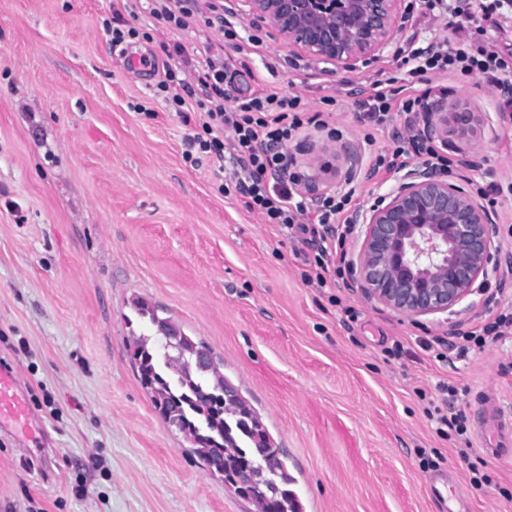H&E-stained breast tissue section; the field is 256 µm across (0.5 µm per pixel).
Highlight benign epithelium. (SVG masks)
Segmentation results:
<instances>
[{
	"mask_svg": "<svg viewBox=\"0 0 512 512\" xmlns=\"http://www.w3.org/2000/svg\"><path fill=\"white\" fill-rule=\"evenodd\" d=\"M247 7L270 35L326 64L335 74L388 47L399 29L401 0H231ZM483 116L459 97L430 110L423 131L451 147L470 164ZM307 192L315 195L329 162L316 161ZM354 280L370 299L400 313L421 317L463 304L475 285L487 282L499 255L491 213L457 184L421 167L405 173L393 193L363 210ZM267 465L266 450L242 464L235 479L250 484L254 469Z\"/></svg>",
	"mask_w": 512,
	"mask_h": 512,
	"instance_id": "obj_1",
	"label": "benign epithelium"
}]
</instances>
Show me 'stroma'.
<instances>
[{"instance_id": "1", "label": "stroma", "mask_w": 512, "mask_h": 512, "mask_svg": "<svg viewBox=\"0 0 512 512\" xmlns=\"http://www.w3.org/2000/svg\"><path fill=\"white\" fill-rule=\"evenodd\" d=\"M112 3L0 0V362L20 374L45 431L39 448L0 431V512H258L205 470L141 387L133 339L151 330L132 320L137 299L221 359L287 455L302 512H512V462L483 450L477 400L494 394L512 416V334L454 366L440 360L449 333L512 313V196L494 212L498 278L455 312H395L351 287L349 272L333 289L307 283L312 246L220 192L229 161L184 160L190 128L155 97L156 73L130 69L103 30ZM131 6L150 34L131 46L141 57L223 46L225 104L260 88L303 96L357 157L325 192L353 186L364 208L398 183L374 165L403 123L363 145L358 93L405 72L409 43L452 30L451 16L425 18L402 0L391 46L330 75L253 16L233 20L257 43L235 46L201 23L166 27L152 0ZM415 88L433 103L469 98L483 114L467 190L512 182L499 91L445 75ZM397 342L398 359L387 353ZM443 380L464 392L467 437L438 434L425 413ZM467 446L491 478L479 489L460 460Z\"/></svg>"}]
</instances>
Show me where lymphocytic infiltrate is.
<instances>
[{"label": "lymphocytic infiltrate", "instance_id": "1", "mask_svg": "<svg viewBox=\"0 0 512 512\" xmlns=\"http://www.w3.org/2000/svg\"><path fill=\"white\" fill-rule=\"evenodd\" d=\"M423 15L445 12L453 16V34L446 39L411 49L409 78L430 81L432 75L460 73L481 76L503 93L500 110L512 111V58L493 50L492 30L498 29V16L512 12V0H421ZM154 18L176 29L205 21L218 25L225 39L237 37L234 24L225 19L215 4L201 0H155ZM194 83H187L181 66L163 62L155 93L179 117L194 113L201 130L184 139L183 157L195 155L229 157L231 181L249 212L262 216L265 223L279 225L287 236L314 244L313 278L318 287L329 285L330 277H343V268H329L326 259L344 249L355 230L349 216L354 203L352 190L344 189L309 201L303 195L302 174L295 171L294 159L282 147L300 137L306 127L326 131L328 138L340 137L317 117L307 116L298 95L254 92L238 98L233 107L224 105V81L229 64L223 53L205 52L196 65ZM360 112L373 128L384 127L394 115H404L407 127H415L425 109L424 97L400 99L393 79L379 80L371 94L358 103ZM423 157L425 165L439 174L451 173L455 162L443 151L409 138L396 137L386 164L387 170L405 169L411 156Z\"/></svg>", "mask_w": 512, "mask_h": 512}]
</instances>
